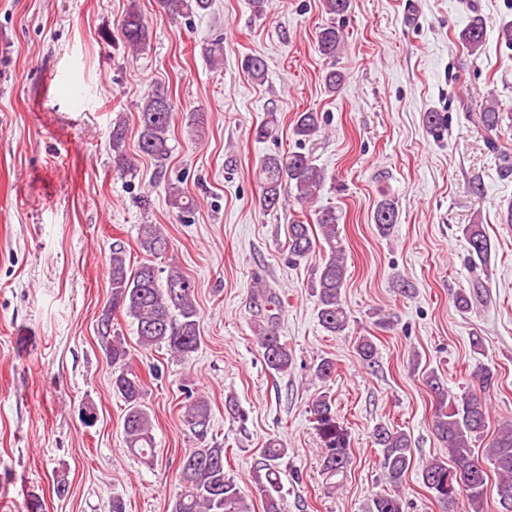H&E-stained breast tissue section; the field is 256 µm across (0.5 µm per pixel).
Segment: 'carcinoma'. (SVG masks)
I'll return each mask as SVG.
<instances>
[{
  "instance_id": "1",
  "label": "carcinoma",
  "mask_w": 512,
  "mask_h": 512,
  "mask_svg": "<svg viewBox=\"0 0 512 512\" xmlns=\"http://www.w3.org/2000/svg\"><path fill=\"white\" fill-rule=\"evenodd\" d=\"M170 15L201 13L210 7V0H158ZM322 8L333 21L319 28L316 35L318 52L326 58H336L343 45V26L334 18L347 13L349 0H322ZM118 32L126 45L135 51L149 42V29L141 12L132 7L120 21ZM486 26L475 16L461 31L460 41L475 54L485 42ZM244 68L255 81L264 80L267 65L263 58L244 59ZM173 105L167 94L154 90L138 105L139 152L152 159L158 172H163L170 154V131ZM503 113L492 101L475 114V122L486 132V144L499 150L497 138ZM324 123L319 112L297 113L293 135L305 142L317 136ZM125 124L116 121L112 127V151L117 169L125 173L135 162L124 150ZM262 194L260 205L273 210L291 197L300 205L310 202L322 188L326 173L314 163L308 153L292 151L271 155L261 163ZM171 206L180 213L196 209L195 200L180 186H166ZM395 200L381 195L373 212V221L380 236H391L398 223ZM339 216L332 207L314 211L313 223L295 219L286 226L289 257L307 259L318 253L321 262L309 288L317 298V316L323 329L338 335L346 330L349 316L342 299L346 284L345 250L336 232ZM470 262L486 266L492 245L482 225L468 224L463 228ZM138 240L141 248L153 257L164 255L169 241L157 224H142ZM109 306L102 314L104 322L98 330L107 359L112 366V391L124 402L123 432L129 451L141 463L152 466L156 459V441L152 415L145 402L146 384L143 377L130 366L125 341L112 334L115 315L123 313L132 319L139 346L144 350L166 348L177 360H186L200 346L199 312L191 280L176 266H156L151 261L133 265L127 262V252L119 244L112 246L109 255ZM257 342L269 369L286 374L293 368V354L286 340L279 335L276 324L268 321L258 324ZM355 350L362 363H376L377 346L369 336H361ZM336 373V360L322 357L314 365L316 378L326 383ZM494 378L487 366L479 368L468 393L457 398L448 392V386L435 374L427 385L435 396L432 422L437 439L448 448L449 460L435 458L425 465L422 483L441 508V512H458L459 501L467 502L471 512H480L486 494L488 470L498 475L496 497L499 512H512V423L499 425L481 454L475 453L473 442L484 436L489 415L485 394ZM310 414L321 442V471L327 488L336 489L332 479L346 472L351 458V438L339 420L334 400L324 392L312 400ZM184 424L197 441L178 464V486L171 512H249L247 498L239 484L224 471V445L208 437L211 408L203 397H197L184 406ZM374 443L382 453V477L391 491L379 493L371 499L368 512H405L399 493L403 479L413 460L409 434L385 425L376 427ZM289 448L278 439H270L263 450V473L256 476L255 485L263 500L264 512H283L281 495V464L288 457Z\"/></svg>"
}]
</instances>
